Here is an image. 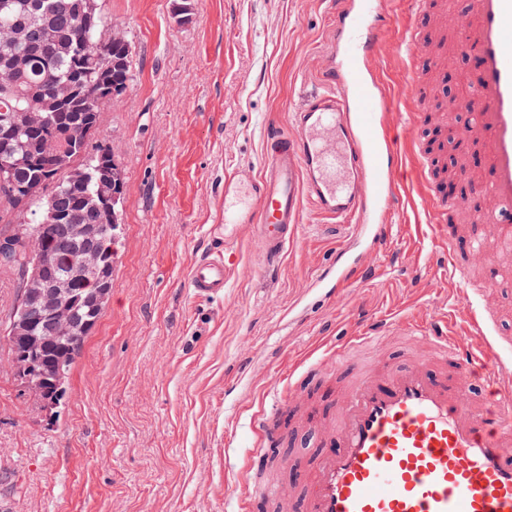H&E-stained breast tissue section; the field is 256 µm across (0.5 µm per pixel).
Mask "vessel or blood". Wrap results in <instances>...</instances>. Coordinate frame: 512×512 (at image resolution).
<instances>
[{
    "mask_svg": "<svg viewBox=\"0 0 512 512\" xmlns=\"http://www.w3.org/2000/svg\"><path fill=\"white\" fill-rule=\"evenodd\" d=\"M444 22L458 48L479 59L472 99L450 103L444 119L454 139L484 153L485 174L464 163L458 170L482 208L471 210L469 199L449 198L447 183L427 180L413 135L425 119L415 96L420 73L404 84L409 110L392 112L380 69L395 25L387 0H339L323 92L298 108L290 129L268 125L259 173L224 176V226L251 228L265 274L279 270L301 227L303 202L311 200L321 215L358 226L371 241L341 253L319 277L321 299L340 304L385 248L386 214L414 187L424 190L427 223L445 208L473 211L481 226L465 252L448 250L461 288L470 287L473 269L494 263L512 223V0H469L466 15L450 13ZM463 110L469 122H458ZM237 264L229 244L195 259L188 270L193 297L222 298ZM394 336L410 347L404 359L386 351ZM357 356L361 367L348 373ZM479 372L491 394L477 400L471 385ZM315 382L333 389L317 407L307 394ZM274 389V402L259 404L250 418L258 446L239 469L241 512H512V365L488 340L482 313L467 310L458 322L415 312L360 322ZM301 432L310 434L311 448L302 460L281 458L293 474L277 482L269 457Z\"/></svg>",
    "mask_w": 512,
    "mask_h": 512,
    "instance_id": "1",
    "label": "vessel or blood"
}]
</instances>
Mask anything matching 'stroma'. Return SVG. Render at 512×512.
Masks as SVG:
<instances>
[{"instance_id": "obj_1", "label": "stroma", "mask_w": 512, "mask_h": 512, "mask_svg": "<svg viewBox=\"0 0 512 512\" xmlns=\"http://www.w3.org/2000/svg\"><path fill=\"white\" fill-rule=\"evenodd\" d=\"M104 0L134 49L133 81L114 99L91 146L112 149L126 177L122 235L109 303L87 336L53 409L22 382L0 340V502L9 512H235L236 467L253 449L250 404L277 373L319 354L352 329L358 313L440 315L456 301L441 240L419 198L394 213L375 277L342 306L310 295L354 227L333 228L304 204L296 241L277 275L264 277L248 231L241 263L220 300L187 286L193 259L218 247L225 171L260 172L267 123L290 127L320 91L336 0ZM383 49L392 87L405 64L427 75L420 143L444 140L437 115L473 79L472 56L437 37L434 17L416 23L445 57L405 59L401 25ZM494 284L512 354V266L477 269Z\"/></svg>"}]
</instances>
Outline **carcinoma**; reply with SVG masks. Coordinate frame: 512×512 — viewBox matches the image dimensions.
<instances>
[{
    "label": "carcinoma",
    "mask_w": 512,
    "mask_h": 512,
    "mask_svg": "<svg viewBox=\"0 0 512 512\" xmlns=\"http://www.w3.org/2000/svg\"><path fill=\"white\" fill-rule=\"evenodd\" d=\"M84 2L9 0L0 8V38L19 33L17 41L0 45V70L16 56L24 59L12 88L0 90V113H41V134L59 137L62 156H42L25 132L9 146L0 142V157H7L10 166L8 179H0V211L33 217L24 228V241L17 235L3 239L0 268L23 275L43 261L56 277L86 281L63 303L65 325H58L54 314L26 313L20 301L4 330L14 358L23 363L19 376L49 409L60 403L71 367L105 311L122 229L121 204L108 214L92 205L97 187L91 174L110 167L122 188L123 171L112 151H91L89 142L102 124L106 104L132 81V46L124 32L110 44L99 42L86 29ZM31 186L39 192L20 203L19 189ZM49 201L60 218L39 224L35 218ZM71 224L102 225L93 244L107 267L106 278L73 266L72 252L58 248L59 241L69 238Z\"/></svg>",
    "instance_id": "1"
}]
</instances>
